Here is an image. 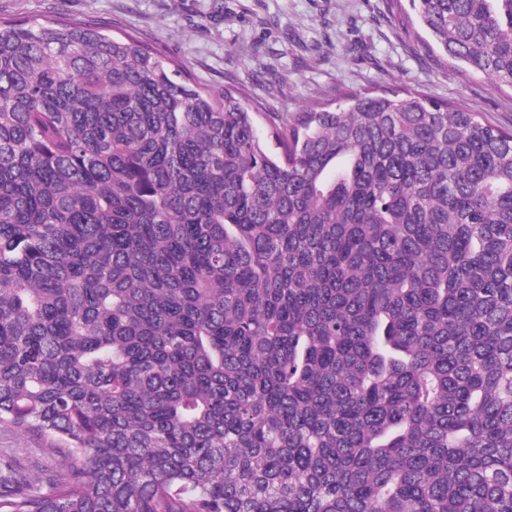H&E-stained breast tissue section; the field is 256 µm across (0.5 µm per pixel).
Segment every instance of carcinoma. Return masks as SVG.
<instances>
[{
	"mask_svg": "<svg viewBox=\"0 0 512 512\" xmlns=\"http://www.w3.org/2000/svg\"><path fill=\"white\" fill-rule=\"evenodd\" d=\"M512 88V0H409ZM215 96L0 20V512H512V130ZM34 448H37L26 436L0 428V452H8L16 456L28 467L35 464L37 455Z\"/></svg>",
	"mask_w": 512,
	"mask_h": 512,
	"instance_id": "1",
	"label": "carcinoma"
}]
</instances>
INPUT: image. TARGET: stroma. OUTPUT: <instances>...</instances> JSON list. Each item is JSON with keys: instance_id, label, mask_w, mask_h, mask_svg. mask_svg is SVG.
Here are the masks:
<instances>
[{"instance_id": "stroma-1", "label": "stroma", "mask_w": 512, "mask_h": 512, "mask_svg": "<svg viewBox=\"0 0 512 512\" xmlns=\"http://www.w3.org/2000/svg\"><path fill=\"white\" fill-rule=\"evenodd\" d=\"M0 17L70 18L132 35L209 92L235 87L270 112H299L340 91L414 89L512 129V89L429 50L390 0H0Z\"/></svg>"}]
</instances>
